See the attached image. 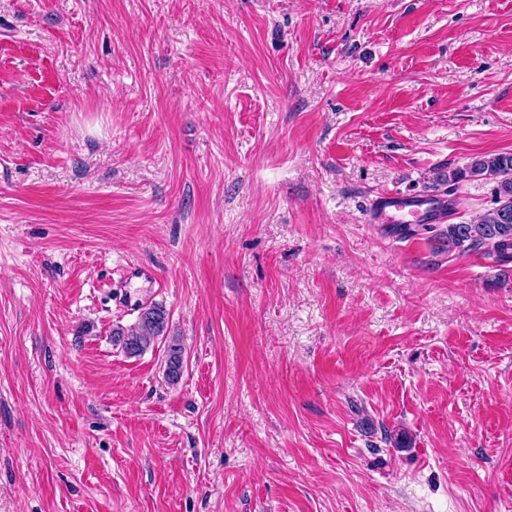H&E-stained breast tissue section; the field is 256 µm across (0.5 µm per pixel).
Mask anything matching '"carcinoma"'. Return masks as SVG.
Wrapping results in <instances>:
<instances>
[{
	"label": "carcinoma",
	"mask_w": 512,
	"mask_h": 512,
	"mask_svg": "<svg viewBox=\"0 0 512 512\" xmlns=\"http://www.w3.org/2000/svg\"><path fill=\"white\" fill-rule=\"evenodd\" d=\"M479 178L495 183V207L479 215L474 221L450 224L446 227L448 251H463L488 247L487 255L497 263L512 261V154L478 156L462 169L448 175V182ZM168 313L160 304L141 308L136 324L130 328L120 325L112 329L113 342L128 357L144 353L154 340L165 335ZM184 347L179 338H172L166 350L165 377L171 384L182 376Z\"/></svg>",
	"instance_id": "obj_1"
}]
</instances>
